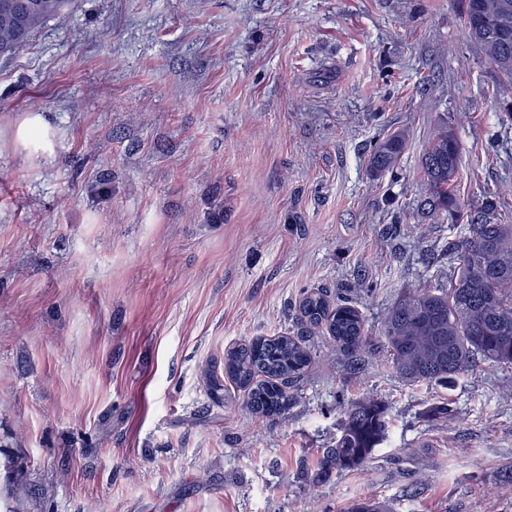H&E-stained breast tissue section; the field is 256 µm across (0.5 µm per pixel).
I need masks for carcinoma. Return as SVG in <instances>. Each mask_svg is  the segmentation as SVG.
Masks as SVG:
<instances>
[{
  "label": "carcinoma",
  "mask_w": 512,
  "mask_h": 512,
  "mask_svg": "<svg viewBox=\"0 0 512 512\" xmlns=\"http://www.w3.org/2000/svg\"><path fill=\"white\" fill-rule=\"evenodd\" d=\"M509 9H504V4ZM68 0H0V57H10L61 14ZM464 23L472 32L478 19L508 11L509 31L485 27L474 45L501 81L512 85V0H463ZM407 137L395 131L372 148L369 167L376 174L392 171L406 149ZM459 146L448 129L426 146L421 169L426 204L437 213L460 219L453 192ZM512 195V183L485 197L468 220L467 232L448 243L457 271L446 289H406L386 310L382 334L393 370L408 383L425 382L451 389L457 381L481 370V363L512 365V224L493 221L500 196ZM322 331L337 347L368 354L372 347L365 319L348 297L331 302L321 288L301 293L296 305V334L259 336L224 352V375L242 392L254 415L285 414L313 363L306 338ZM388 407L368 397L344 412L340 435L322 452L314 481L363 464L386 437ZM346 512H391L379 499L351 502Z\"/></svg>",
  "instance_id": "1"
}]
</instances>
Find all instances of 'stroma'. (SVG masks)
I'll list each match as a JSON object with an SVG mask.
<instances>
[{
    "instance_id": "stroma-1",
    "label": "stroma",
    "mask_w": 512,
    "mask_h": 512,
    "mask_svg": "<svg viewBox=\"0 0 512 512\" xmlns=\"http://www.w3.org/2000/svg\"><path fill=\"white\" fill-rule=\"evenodd\" d=\"M512 89L460 0H72L0 58V455L17 512H512V367L427 417L385 352L314 338L286 418L206 368L292 329L302 290L351 295L373 335L402 289L447 283L462 225L422 206L454 132L463 209L512 181ZM46 120L39 145L18 135ZM407 147L376 176L373 145ZM386 438L311 485L343 410ZM406 142L407 137L403 130L383 137L372 148L369 157L370 169L376 174L393 171L406 149Z\"/></svg>"
}]
</instances>
